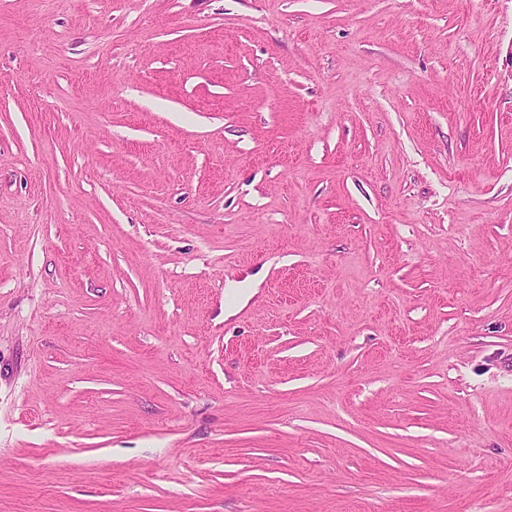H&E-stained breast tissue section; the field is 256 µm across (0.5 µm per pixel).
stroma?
Wrapping results in <instances>:
<instances>
[{
  "label": "stroma",
  "instance_id": "35a3bbf8",
  "mask_svg": "<svg viewBox=\"0 0 512 512\" xmlns=\"http://www.w3.org/2000/svg\"><path fill=\"white\" fill-rule=\"evenodd\" d=\"M0 512H512V0H0Z\"/></svg>",
  "mask_w": 512,
  "mask_h": 512
}]
</instances>
